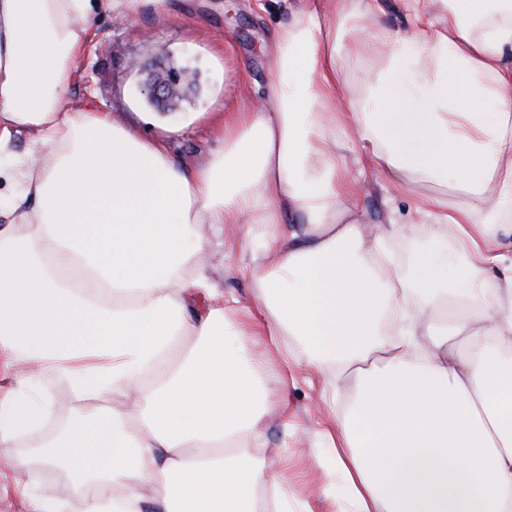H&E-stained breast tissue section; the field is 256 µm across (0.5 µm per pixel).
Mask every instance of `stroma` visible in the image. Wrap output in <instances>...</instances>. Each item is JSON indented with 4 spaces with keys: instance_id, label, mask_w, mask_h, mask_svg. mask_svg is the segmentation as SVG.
<instances>
[{
    "instance_id": "1",
    "label": "stroma",
    "mask_w": 512,
    "mask_h": 512,
    "mask_svg": "<svg viewBox=\"0 0 512 512\" xmlns=\"http://www.w3.org/2000/svg\"><path fill=\"white\" fill-rule=\"evenodd\" d=\"M302 0H171L165 17L146 6L132 21L96 22L77 60L68 96L72 112H105L145 138L168 141L176 161L200 163L215 147L214 133L226 110L252 103L271 79L273 30L287 21L289 6ZM188 66L198 87L174 112L162 111L142 92L149 70ZM362 174L365 190L357 205L370 223H405L402 238H389L403 260L427 250L443 261L456 260L444 237L423 232L407 201H390L389 174L374 165L350 163ZM303 347L292 336L256 339L250 366L281 412L267 420L255 456L266 472L284 482L287 512H355L336 471L324 431L338 427L355 392L353 381L336 370L311 369ZM0 459L14 460L0 470V512H28L17 485L49 488L81 512L83 493L60 471L42 469L28 445L0 446Z\"/></svg>"
}]
</instances>
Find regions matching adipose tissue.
Wrapping results in <instances>:
<instances>
[{
	"instance_id": "obj_1",
	"label": "adipose tissue",
	"mask_w": 512,
	"mask_h": 512,
	"mask_svg": "<svg viewBox=\"0 0 512 512\" xmlns=\"http://www.w3.org/2000/svg\"><path fill=\"white\" fill-rule=\"evenodd\" d=\"M143 2L0 0V155L30 134L0 171V444L53 418L60 380L71 419L36 461L91 487L86 512H256L259 487L281 488L249 453L257 324L354 380L328 438L358 512H512V0H397L405 33L380 24L385 0H306L274 34L265 98L225 113L197 166L62 109L95 19ZM347 107L463 266L422 253L404 273L385 254L407 226L359 211ZM203 224L264 245L238 267L262 295L233 349L240 301Z\"/></svg>"
}]
</instances>
